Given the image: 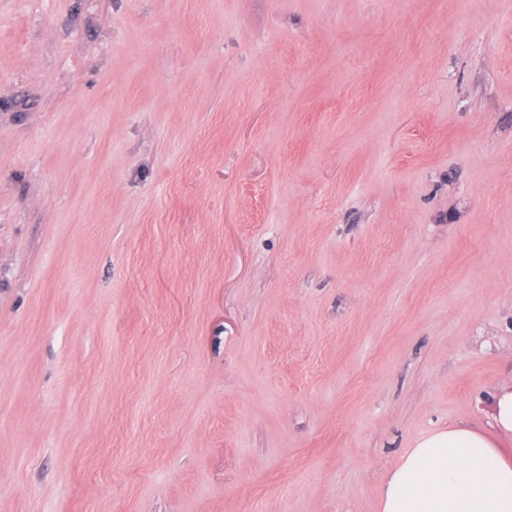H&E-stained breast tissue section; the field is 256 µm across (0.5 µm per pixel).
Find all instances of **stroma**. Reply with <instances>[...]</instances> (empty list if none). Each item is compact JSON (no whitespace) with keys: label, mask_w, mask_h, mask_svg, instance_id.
I'll use <instances>...</instances> for the list:
<instances>
[{"label":"stroma","mask_w":512,"mask_h":512,"mask_svg":"<svg viewBox=\"0 0 512 512\" xmlns=\"http://www.w3.org/2000/svg\"><path fill=\"white\" fill-rule=\"evenodd\" d=\"M512 380V0H0V512H377Z\"/></svg>","instance_id":"obj_1"}]
</instances>
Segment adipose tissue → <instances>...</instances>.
I'll return each instance as SVG.
<instances>
[{
  "label": "adipose tissue",
  "mask_w": 512,
  "mask_h": 512,
  "mask_svg": "<svg viewBox=\"0 0 512 512\" xmlns=\"http://www.w3.org/2000/svg\"><path fill=\"white\" fill-rule=\"evenodd\" d=\"M496 438L465 425L435 430L405 449L389 470L378 512H512V385L494 396Z\"/></svg>",
  "instance_id": "adipose-tissue-1"
}]
</instances>
